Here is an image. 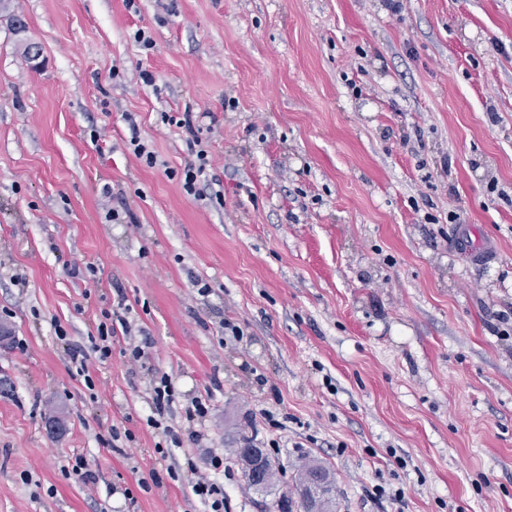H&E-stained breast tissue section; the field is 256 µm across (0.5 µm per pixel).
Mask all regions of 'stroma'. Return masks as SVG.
I'll return each mask as SVG.
<instances>
[{
    "instance_id": "stroma-1",
    "label": "stroma",
    "mask_w": 512,
    "mask_h": 512,
    "mask_svg": "<svg viewBox=\"0 0 512 512\" xmlns=\"http://www.w3.org/2000/svg\"><path fill=\"white\" fill-rule=\"evenodd\" d=\"M188 110L223 203L181 188L192 155L162 117ZM133 123L156 166L127 150ZM465 228L497 258L475 264ZM120 290L148 357L131 368L113 345L89 366L93 396L68 350L89 348ZM504 311L512 0L0 11V512H203L154 452L158 370L179 394L175 458L192 446L184 406L212 396L195 449L224 451V512H279L310 459L335 480V512H512ZM227 321L243 335L223 345ZM115 427L136 436L121 452L101 444ZM244 437L280 438L271 489L249 486ZM77 456L95 484L65 476ZM153 470L162 484L142 490Z\"/></svg>"
}]
</instances>
